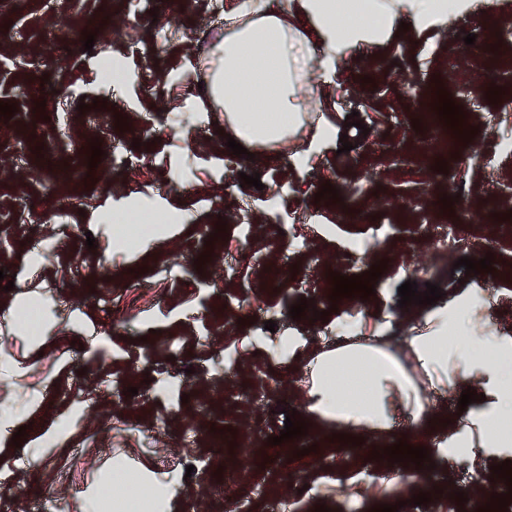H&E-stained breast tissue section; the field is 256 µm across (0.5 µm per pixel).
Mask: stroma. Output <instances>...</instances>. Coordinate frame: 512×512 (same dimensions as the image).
<instances>
[{
    "label": "stroma",
    "mask_w": 512,
    "mask_h": 512,
    "mask_svg": "<svg viewBox=\"0 0 512 512\" xmlns=\"http://www.w3.org/2000/svg\"><path fill=\"white\" fill-rule=\"evenodd\" d=\"M241 3L221 0L216 13L211 0H0V102L16 107L0 116L9 131L0 137V225L11 227L0 269L14 280L0 289V495L19 510L39 501L42 512H87L92 492L123 465L170 488L169 512H236L239 503L273 512L281 500L295 512H477L503 493L491 468L512 461V450L472 465L442 454L462 425L461 389L434 396L419 431L403 415L387 438L347 444L308 420L305 361L273 341L290 334L306 351L331 350L345 321L367 335L389 324L400 340L427 311L400 308L409 280L440 286L448 302L477 290L489 306L480 332L512 336V40L500 35L512 0H473L422 36L345 51L331 77L313 55L301 125L284 149L258 147L250 159L230 151L224 113L206 91L223 22ZM471 33L475 43L465 44ZM106 57L122 60V86L98 83ZM440 88L477 129L452 152L443 118L428 117ZM353 113L359 126L346 123ZM323 126L336 139L283 164L282 153L307 149ZM94 141L102 156L92 168ZM442 160L444 173L435 169ZM255 174L258 189L243 182ZM326 183L338 199H317ZM446 194L455 199L448 210ZM129 207L172 221L116 251L115 220ZM488 254L492 273L457 265ZM381 260L375 295L331 301L333 274L359 275ZM301 298L308 308L297 320L289 310ZM29 303L40 306L36 336L11 323ZM323 310L326 320H315ZM106 378L137 395L115 401ZM249 391L264 402L247 401ZM292 408L308 420L306 435L268 444ZM400 440L425 447L434 469L377 458ZM201 461L204 473H187ZM240 468L247 477L234 493L215 495L223 470ZM473 471L482 481L469 483ZM422 491L431 502L413 505Z\"/></svg>",
    "instance_id": "35a3bbf8"
}]
</instances>
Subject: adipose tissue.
<instances>
[{
    "instance_id": "1",
    "label": "adipose tissue",
    "mask_w": 512,
    "mask_h": 512,
    "mask_svg": "<svg viewBox=\"0 0 512 512\" xmlns=\"http://www.w3.org/2000/svg\"><path fill=\"white\" fill-rule=\"evenodd\" d=\"M324 45L323 65L334 73L341 54L380 44L400 24L416 33L447 25L458 0H294ZM311 51L292 23L268 14L258 0L224 32L214 65L212 93L221 98L224 120L245 145L285 142L301 121L298 91ZM487 312L475 293L436 307L423 332L403 337L389 351L382 334L360 335L356 326L335 350L309 356L308 411L321 423L350 433L387 436L399 412L414 425L430 413V396L478 379L484 393L470 410L477 436L448 440L455 459L475 462L479 451L512 447V336L473 334Z\"/></svg>"
}]
</instances>
